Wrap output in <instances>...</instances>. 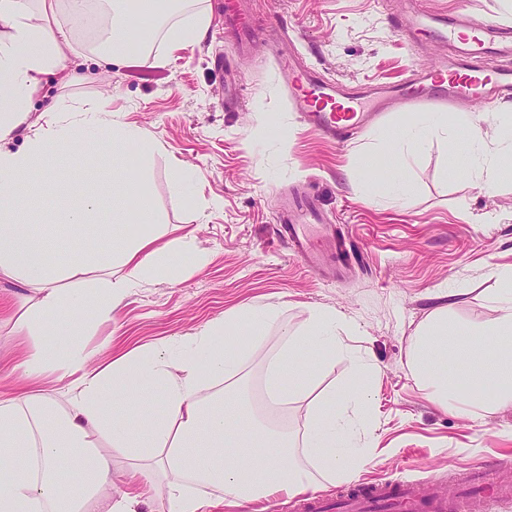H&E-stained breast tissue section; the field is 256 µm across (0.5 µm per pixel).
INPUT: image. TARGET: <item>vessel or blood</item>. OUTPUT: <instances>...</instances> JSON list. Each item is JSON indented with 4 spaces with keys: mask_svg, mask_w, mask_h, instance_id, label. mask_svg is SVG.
I'll list each match as a JSON object with an SVG mask.
<instances>
[{
    "mask_svg": "<svg viewBox=\"0 0 512 512\" xmlns=\"http://www.w3.org/2000/svg\"><path fill=\"white\" fill-rule=\"evenodd\" d=\"M396 34L414 43L429 38L445 49L441 59L412 70L399 82L387 86L347 84L322 79L307 66L292 63L285 69L294 111L322 136L339 139L359 128L370 113L385 111L397 102L414 108L426 104H452L465 96L490 104L512 96V30L496 23L474 28L458 18L414 10L394 23ZM224 33L242 43L259 38L242 0H224ZM498 66H489V59ZM278 237L290 246L312 272H323L338 248L333 227L324 225L312 202L302 200L282 215ZM480 493L490 500L512 499V468L485 462L468 467L457 490L441 486L427 492L414 491L400 481L373 479L352 487L342 500L303 496L295 512H462L468 494Z\"/></svg>",
    "mask_w": 512,
    "mask_h": 512,
    "instance_id": "obj_1",
    "label": "vessel or blood"
}]
</instances>
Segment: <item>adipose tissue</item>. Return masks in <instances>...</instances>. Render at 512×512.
Masks as SVG:
<instances>
[{"instance_id":"obj_1","label":"adipose tissue","mask_w":512,"mask_h":512,"mask_svg":"<svg viewBox=\"0 0 512 512\" xmlns=\"http://www.w3.org/2000/svg\"><path fill=\"white\" fill-rule=\"evenodd\" d=\"M112 23L97 48L101 60L123 67L161 66L130 25L143 15L162 32L169 49L203 39L208 16L197 12L186 26L172 24L187 0H108ZM90 0H0V140L28 118L30 102L49 74L65 69L75 24L85 22ZM487 114L428 113L416 122L381 128L389 151L392 195L414 191L408 159L428 143L461 133L464 168L477 184L491 187L512 139L485 137ZM71 135L56 124L38 128L21 151L0 149V280L31 289L27 311L15 323L27 337L17 364L26 383L0 392V512H142L150 497L164 499L167 512H210L211 489L225 506L297 496L326 483L351 479L370 458L356 449L361 428L371 423L370 385L378 371L372 355L347 344L356 328L340 312L314 308L303 325L282 330L262 359L263 389L275 405L303 412L301 439L259 422L237 430L243 408L239 389L245 355L221 339L239 332L259 335L278 320L280 309H241L210 323L179 356L165 348L139 347L105 362L88 353L83 336L110 321L134 281L176 269V259L194 252L192 241L164 242L151 229L152 211L144 180L129 182L126 209L145 233L123 240L103 263L91 252L75 253L72 238L97 211L96 197L70 211V233L52 238L45 225L24 221L15 187L30 170L53 167L68 156ZM56 242L66 260L49 259ZM126 268L113 280V266ZM98 275L88 278L89 267ZM504 287L494 299L495 316L463 329L460 354L469 366L452 371L448 360V305L437 306L416 328L406 355L418 387L441 409L473 418L512 410V270L499 274ZM53 342H46V335ZM345 363L350 379L341 388L317 391L319 377ZM57 376L63 396L35 387ZM157 399L159 415L134 424L126 411L107 406L106 393ZM128 462L125 487L112 489V458Z\"/></svg>"}]
</instances>
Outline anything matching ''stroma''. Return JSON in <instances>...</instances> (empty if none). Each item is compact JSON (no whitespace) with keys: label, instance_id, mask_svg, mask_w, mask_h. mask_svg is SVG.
<instances>
[{"label":"stroma","instance_id":"35a3bbf8","mask_svg":"<svg viewBox=\"0 0 512 512\" xmlns=\"http://www.w3.org/2000/svg\"><path fill=\"white\" fill-rule=\"evenodd\" d=\"M430 10L463 13L470 25L512 26V0H425ZM224 0H195L210 25L195 44L171 51L162 68L115 67L86 62L89 39L77 34L68 67L83 79L51 77L31 102L29 118L0 148L23 150L48 118L73 126L74 106L106 99L107 129L75 131L67 197L53 175L31 171L18 186L29 203L27 223L64 233L76 198L105 187L102 207L77 247L94 251L96 227L124 225L123 185L111 172V124L139 128L161 148L142 157L126 148L127 179L147 182L166 240L189 237L206 258L180 259L177 277L135 283L110 322L86 336L104 361L110 351L140 346H187L194 334L243 306H278L267 336L299 328L310 309L346 315L357 334L351 345L368 350L379 367L371 390L375 415L362 444L371 463L352 481L326 484L339 495L369 478L405 481L417 490L452 485L464 466L495 456L512 463V411L472 420L434 405L408 372L406 353L416 326L455 292L448 323L463 327L494 316L491 299L502 286L498 270L512 266V177L492 189L456 170L453 139L426 147L410 162L415 185L406 202L370 197L390 175L377 139L381 127L418 117L398 105L343 143L323 139L301 122L288 100L284 63L296 60L345 83L385 84L437 60L432 40L408 44L391 25L406 0H253L262 40L241 49L225 39ZM310 197L346 245L342 276L317 275L277 237L280 206ZM251 356L243 371L249 404L237 418L248 428L254 415L297 431L301 413L270 408L261 388L258 354L268 344L246 340Z\"/></svg>","mask_w":512,"mask_h":512}]
</instances>
